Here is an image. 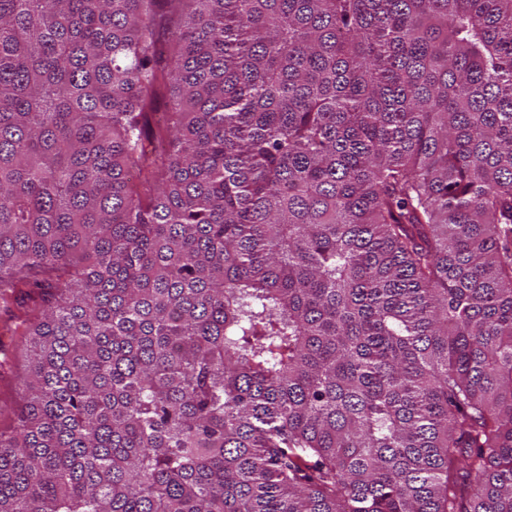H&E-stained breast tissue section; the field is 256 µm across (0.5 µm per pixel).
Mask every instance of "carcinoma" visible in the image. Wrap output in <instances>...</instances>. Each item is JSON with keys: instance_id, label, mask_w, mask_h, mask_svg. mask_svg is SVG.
I'll use <instances>...</instances> for the list:
<instances>
[{"instance_id": "1", "label": "carcinoma", "mask_w": 512, "mask_h": 512, "mask_svg": "<svg viewBox=\"0 0 512 512\" xmlns=\"http://www.w3.org/2000/svg\"><path fill=\"white\" fill-rule=\"evenodd\" d=\"M0 313V512H512V0H0ZM1 319H0V353H8L15 358L17 372L22 374L23 369L27 365L26 350L13 336L1 335ZM18 374L12 379L1 380L0 378V403L6 401L8 404L18 401Z\"/></svg>"}]
</instances>
